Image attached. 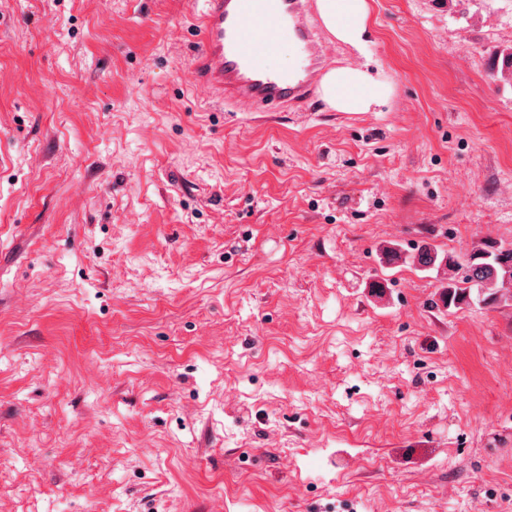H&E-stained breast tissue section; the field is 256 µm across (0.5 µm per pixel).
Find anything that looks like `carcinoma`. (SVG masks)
<instances>
[{"mask_svg": "<svg viewBox=\"0 0 512 512\" xmlns=\"http://www.w3.org/2000/svg\"><path fill=\"white\" fill-rule=\"evenodd\" d=\"M413 263L426 269H448V282L442 285L441 301L446 308L470 305L474 300L486 305H498L512 300V250L486 240L461 260L424 244L410 255Z\"/></svg>", "mask_w": 512, "mask_h": 512, "instance_id": "cac0c4a2", "label": "carcinoma"}]
</instances>
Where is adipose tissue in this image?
<instances>
[{
  "label": "adipose tissue",
  "mask_w": 512,
  "mask_h": 512,
  "mask_svg": "<svg viewBox=\"0 0 512 512\" xmlns=\"http://www.w3.org/2000/svg\"><path fill=\"white\" fill-rule=\"evenodd\" d=\"M318 11L328 32L357 48L365 44L371 26L369 0H318ZM393 88L381 73L368 67H340L322 80L323 100L339 112H371L388 103Z\"/></svg>",
  "instance_id": "adipose-tissue-1"
}]
</instances>
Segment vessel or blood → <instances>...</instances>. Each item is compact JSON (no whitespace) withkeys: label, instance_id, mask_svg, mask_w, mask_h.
<instances>
[{"label":"vessel or blood","instance_id":"vessel-or-blood-1","mask_svg":"<svg viewBox=\"0 0 512 512\" xmlns=\"http://www.w3.org/2000/svg\"><path fill=\"white\" fill-rule=\"evenodd\" d=\"M313 0H202V48L192 67L197 81L224 102L255 112L297 108L325 74L323 47L309 22ZM290 51L283 67L272 58Z\"/></svg>","mask_w":512,"mask_h":512}]
</instances>
